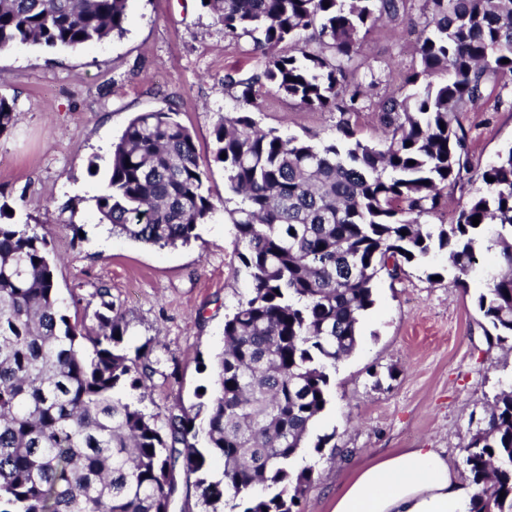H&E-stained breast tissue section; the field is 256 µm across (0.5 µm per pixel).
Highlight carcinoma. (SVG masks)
I'll return each mask as SVG.
<instances>
[{
    "instance_id": "1",
    "label": "carcinoma",
    "mask_w": 512,
    "mask_h": 512,
    "mask_svg": "<svg viewBox=\"0 0 512 512\" xmlns=\"http://www.w3.org/2000/svg\"><path fill=\"white\" fill-rule=\"evenodd\" d=\"M127 3L0 0V51L121 36ZM200 3L266 60L248 79L224 75L240 111L213 130V162L236 197L224 213L254 288L224 322L212 389L196 393L206 427L185 412L145 413L155 368L122 346L115 304L103 302L90 335L47 281L46 237L0 223V512H171L192 493L200 512H298L312 469L295 462L328 404L331 371L358 345L377 274L395 279L435 249L447 251L462 288L477 252L499 250L476 304L496 341L512 339V147L479 173L483 189L455 223L428 222L443 191L472 181L458 116L512 73V0H422L419 67L404 78L410 91L377 103L376 143L357 138L356 116L378 85L370 66V80L357 76L360 52L379 23L409 17L411 0ZM269 92L337 113L336 139L317 146L258 128L252 113ZM177 116L171 105L141 112L112 144L96 209L132 241L186 244L214 210L209 170ZM14 121L0 97V135ZM465 452L469 512H512V387Z\"/></svg>"
}]
</instances>
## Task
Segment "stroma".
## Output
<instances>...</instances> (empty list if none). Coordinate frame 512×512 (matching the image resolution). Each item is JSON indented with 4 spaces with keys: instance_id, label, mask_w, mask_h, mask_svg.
<instances>
[{
    "instance_id": "35a3bbf8",
    "label": "stroma",
    "mask_w": 512,
    "mask_h": 512,
    "mask_svg": "<svg viewBox=\"0 0 512 512\" xmlns=\"http://www.w3.org/2000/svg\"><path fill=\"white\" fill-rule=\"evenodd\" d=\"M123 36L79 50L20 45L0 54V96L15 123L0 135V221L46 236L60 297L71 317L96 330L101 289L124 315L128 350L143 349L156 372L146 413L190 409L209 385L224 346V321L253 282L224 221V170L213 164V128L238 111L226 73L260 74L265 58L249 37H225L200 0H128ZM424 17L372 31L364 56L375 72L410 69ZM175 103L210 168L215 210L185 245L159 248L113 234L96 198L108 183L112 144L132 116ZM253 117L263 130L317 144L336 137L337 115L271 94ZM474 169L512 147V75L489 85L477 111L460 114ZM485 253L466 287L445 252L380 274L374 306L354 353L330 375L329 402L300 456L313 479L302 512H331L339 485L359 464L393 449L436 448L457 474L464 448L494 396L512 386V345L486 335L476 306L486 286ZM435 280H428V273ZM322 448H314V441Z\"/></svg>"
}]
</instances>
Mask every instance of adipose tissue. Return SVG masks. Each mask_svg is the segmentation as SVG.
<instances>
[{"instance_id": "adipose-tissue-1", "label": "adipose tissue", "mask_w": 512, "mask_h": 512, "mask_svg": "<svg viewBox=\"0 0 512 512\" xmlns=\"http://www.w3.org/2000/svg\"><path fill=\"white\" fill-rule=\"evenodd\" d=\"M472 494L437 449L405 448L355 469L332 512H469Z\"/></svg>"}]
</instances>
